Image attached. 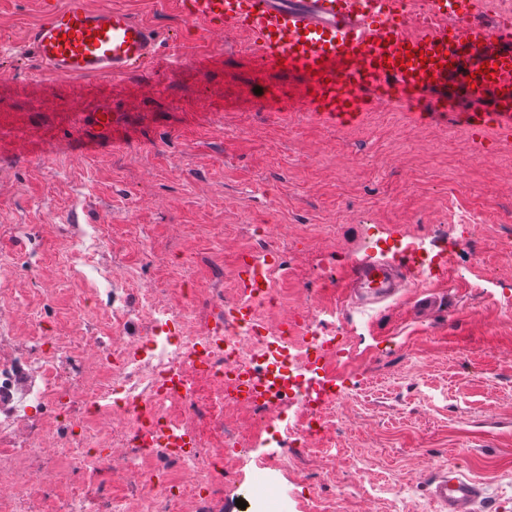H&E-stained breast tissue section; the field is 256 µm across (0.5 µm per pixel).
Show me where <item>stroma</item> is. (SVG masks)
<instances>
[{"mask_svg":"<svg viewBox=\"0 0 512 512\" xmlns=\"http://www.w3.org/2000/svg\"><path fill=\"white\" fill-rule=\"evenodd\" d=\"M47 0H0V316L28 310L66 332L82 289L235 287L249 224L287 253L276 311L335 308L353 350L329 377L351 397L320 452L272 475L278 512H310L341 489V512H436L427 488L448 466L479 483L477 512H512V140L482 148L453 117L367 110L339 126L281 95L300 77L257 63L245 36L187 20L180 0H89L158 31L164 65L133 75L33 76L18 55ZM112 114L101 124L102 110ZM479 225L453 249L455 215ZM414 239L449 269L415 284ZM397 269L395 297L364 306L355 264ZM268 449L236 463L217 512H242ZM334 482H321L325 471Z\"/></svg>","mask_w":512,"mask_h":512,"instance_id":"35a3bbf8","label":"stroma"}]
</instances>
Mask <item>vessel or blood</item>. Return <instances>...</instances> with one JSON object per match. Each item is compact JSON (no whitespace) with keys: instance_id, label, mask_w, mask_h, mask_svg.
Returning a JSON list of instances; mask_svg holds the SVG:
<instances>
[{"instance_id":"1","label":"vessel or blood","mask_w":512,"mask_h":512,"mask_svg":"<svg viewBox=\"0 0 512 512\" xmlns=\"http://www.w3.org/2000/svg\"><path fill=\"white\" fill-rule=\"evenodd\" d=\"M410 0H181L190 20H205L248 36L262 64L301 75L306 111L339 125L356 122L374 103H413L415 121L445 115L448 83L490 95L488 112H460L457 122L474 139L486 130L512 135V12L492 23L459 16L453 0H427L407 23ZM161 41L153 29L124 9L91 8L87 0H64L32 28L24 47L35 73L80 77L133 74L160 62ZM413 57H406V49ZM430 63H421L418 51ZM451 67H444L445 58ZM495 65L493 78L483 64ZM357 285L382 297L396 285L382 264L357 268ZM481 488L449 467L431 489L439 512H475Z\"/></svg>"}]
</instances>
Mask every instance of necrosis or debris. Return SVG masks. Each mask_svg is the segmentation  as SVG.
Returning <instances> with one entry per match:
<instances>
[{"label":"necrosis or debris","instance_id":"4bbe7bcc","mask_svg":"<svg viewBox=\"0 0 512 512\" xmlns=\"http://www.w3.org/2000/svg\"><path fill=\"white\" fill-rule=\"evenodd\" d=\"M246 232L257 244L250 287L230 297L182 288L174 304L150 287L132 298L111 290L120 339L92 327L22 336L0 322V512H22L34 494L41 512H180L187 502L216 512L240 448L285 433L284 463L335 432L334 399H317L315 384L343 343L316 314L286 327L266 319L289 265L265 230ZM243 401L254 414L246 435L224 422Z\"/></svg>","mask_w":512,"mask_h":512}]
</instances>
